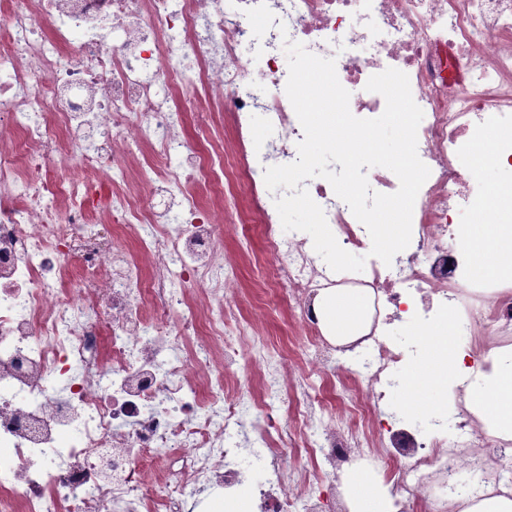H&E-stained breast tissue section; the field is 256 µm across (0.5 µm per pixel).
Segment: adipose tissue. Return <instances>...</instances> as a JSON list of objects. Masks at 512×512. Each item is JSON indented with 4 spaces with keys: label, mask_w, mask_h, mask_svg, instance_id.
Segmentation results:
<instances>
[{
    "label": "adipose tissue",
    "mask_w": 512,
    "mask_h": 512,
    "mask_svg": "<svg viewBox=\"0 0 512 512\" xmlns=\"http://www.w3.org/2000/svg\"><path fill=\"white\" fill-rule=\"evenodd\" d=\"M472 273L477 277L497 274L512 268V235L502 234L500 225L474 224L468 230ZM370 295L361 288H330L321 291L314 300L319 325L328 338L339 345H349L370 329ZM427 351L422 362L412 366L403 379L410 395L406 409L414 415H427L430 405L429 390L447 380H459L464 370L461 354L455 343H448L444 352L434 350L432 338H425ZM467 400L490 407L500 425L512 429V350L503 352L496 359L493 370L485 375L482 384H467Z\"/></svg>",
    "instance_id": "1"
}]
</instances>
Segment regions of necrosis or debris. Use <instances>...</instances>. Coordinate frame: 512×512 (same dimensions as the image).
<instances>
[{"label":"necrosis or debris","mask_w":512,"mask_h":512,"mask_svg":"<svg viewBox=\"0 0 512 512\" xmlns=\"http://www.w3.org/2000/svg\"><path fill=\"white\" fill-rule=\"evenodd\" d=\"M0 14V448L11 451L0 512H184L214 490L233 503L251 483L238 441L248 419L268 474L255 512H327L311 484L284 481L290 451L328 478L374 457L391 512L416 501L466 512L512 489V456L493 464L484 453L512 449V430L463 386L435 414L430 441L404 426L370 428L417 354L388 343L394 315L466 337L485 372L512 346V275L465 270L457 222L492 189L455 165L512 118V0H0ZM288 40L334 58L341 85L360 89L354 116L383 113L384 97L365 85L390 67L407 74L424 114L417 153L430 175L413 210L417 250L388 265L373 259L365 280L331 270L301 233L283 238L274 225L264 171L294 162L304 138L280 63ZM255 56L262 71L251 68ZM187 100L218 119L227 149L189 146ZM201 175L223 196L246 179L248 207L232 217L201 203ZM304 185L343 245L369 249L367 228L327 180ZM255 218L306 333L304 369L289 388L285 355L236 312L240 284L224 255L225 224ZM108 224L135 250L102 243ZM340 286L372 289L385 315L358 369L333 379L338 348L313 304ZM240 353L251 388L232 392L228 362ZM286 392L298 418L283 427L271 404ZM175 450L180 470L146 494L142 459ZM463 470L474 479L460 491Z\"/></svg>","instance_id":"4bbe7bcc"}]
</instances>
